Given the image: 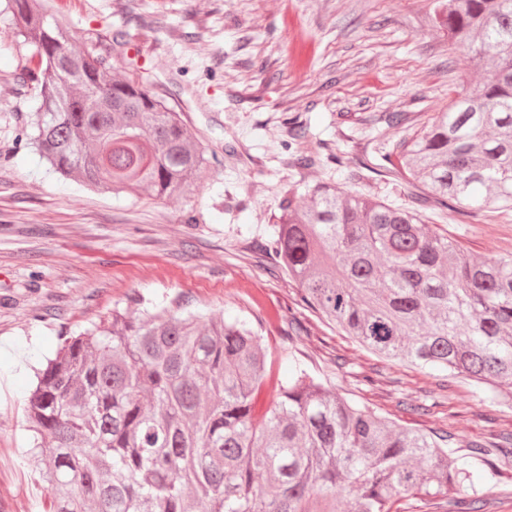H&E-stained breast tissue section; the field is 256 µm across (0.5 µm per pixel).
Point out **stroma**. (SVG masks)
<instances>
[{
  "label": "stroma",
  "instance_id": "obj_1",
  "mask_svg": "<svg viewBox=\"0 0 512 512\" xmlns=\"http://www.w3.org/2000/svg\"><path fill=\"white\" fill-rule=\"evenodd\" d=\"M78 46L106 57L112 72L143 81L179 112L198 145L216 152L191 193L156 199L142 189L116 195L54 174L20 139L34 119L29 77L35 48L0 16V512H49L53 492L20 456L29 433L24 407L34 367L77 334L133 310L141 294L180 297L186 310L264 317L262 342L274 371L305 363L327 385L385 416L478 440L487 416L512 430V410L489 413L467 381L397 361L383 362L300 309L301 329L270 317L293 304L285 270L258 260L262 239L287 197L332 181L412 207L414 189L367 170L371 152L403 135L357 125L362 112H430L447 104L457 75L478 80L469 51L448 52L407 17L422 0H43ZM127 32L116 51L112 30ZM307 124L292 143L288 129ZM345 161L325 162L324 147ZM310 160L297 166L298 157ZM425 222L484 257L512 253V214L496 207L452 211ZM378 372L376 383L360 378ZM439 394L432 415L400 410Z\"/></svg>",
  "mask_w": 512,
  "mask_h": 512
}]
</instances>
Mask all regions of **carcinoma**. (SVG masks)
<instances>
[{
  "label": "carcinoma",
  "instance_id": "cac0c4a2",
  "mask_svg": "<svg viewBox=\"0 0 512 512\" xmlns=\"http://www.w3.org/2000/svg\"><path fill=\"white\" fill-rule=\"evenodd\" d=\"M29 3H6L37 50L28 144L90 186L159 199L190 190L210 158L180 114ZM408 24L474 52L482 69L425 120L384 117L407 134L377 173L419 188V208L319 183L283 201L263 257L288 272L303 306L373 354L464 379L489 410L512 409V255L467 253L421 213L512 211V0H429ZM130 301L139 313L115 308L61 337L36 370L23 459L54 488L52 512H337L338 489L349 490L346 512H391L416 495L433 512H483L485 484L512 460V431L491 426L460 454L450 436L359 405L299 361L274 377L250 319L184 314L178 298ZM393 395L418 416L442 406L433 393Z\"/></svg>",
  "mask_w": 512,
  "mask_h": 512
}]
</instances>
